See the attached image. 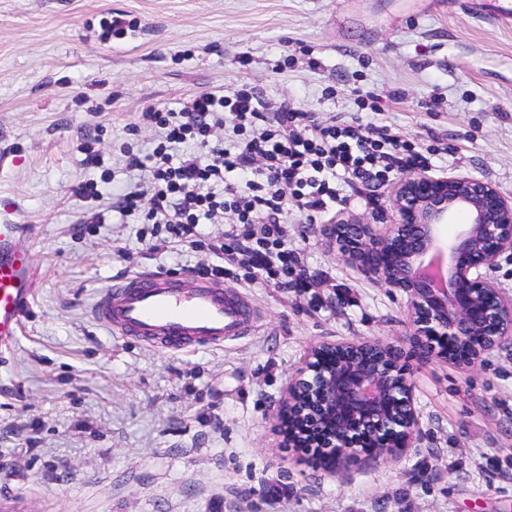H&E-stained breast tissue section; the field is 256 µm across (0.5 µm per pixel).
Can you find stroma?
<instances>
[{
	"instance_id": "stroma-1",
	"label": "stroma",
	"mask_w": 512,
	"mask_h": 512,
	"mask_svg": "<svg viewBox=\"0 0 512 512\" xmlns=\"http://www.w3.org/2000/svg\"><path fill=\"white\" fill-rule=\"evenodd\" d=\"M481 0H0V222L25 225L36 267L22 330L0 349V512H512V343L475 368L410 360L412 447L339 473L283 445L288 379L318 342L400 341L407 301L341 261L331 216L288 220L314 287L227 274L250 335L165 353L90 316L135 272L185 273L184 243L151 251L117 211L140 121L240 88L328 118L380 98L386 123L447 147L448 171L512 197V23ZM129 27L101 40L103 19ZM93 143L114 180L88 204ZM106 221L92 223L93 212Z\"/></svg>"
}]
</instances>
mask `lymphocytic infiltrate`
<instances>
[{
	"instance_id": "lymphocytic-infiltrate-1",
	"label": "lymphocytic infiltrate",
	"mask_w": 512,
	"mask_h": 512,
	"mask_svg": "<svg viewBox=\"0 0 512 512\" xmlns=\"http://www.w3.org/2000/svg\"><path fill=\"white\" fill-rule=\"evenodd\" d=\"M355 96L356 113L324 121L286 100L265 110L245 89L202 93L180 109L142 113L157 138L149 155L128 154L139 182L118 210L142 217L158 245L175 239L214 255V262L197 265L202 276L223 277L230 262L250 282L307 287L288 244L289 213L323 215L354 197L374 202L390 178L433 169L439 154L384 122L376 94L359 89ZM224 126L230 136L214 139V129ZM228 213L234 224L223 238L204 233V225Z\"/></svg>"
}]
</instances>
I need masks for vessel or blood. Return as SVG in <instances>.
<instances>
[{"label": "vessel or blood", "mask_w": 512, "mask_h": 512, "mask_svg": "<svg viewBox=\"0 0 512 512\" xmlns=\"http://www.w3.org/2000/svg\"><path fill=\"white\" fill-rule=\"evenodd\" d=\"M20 224H0V347L21 329L33 296L30 254ZM95 321L116 336L132 337L180 353L220 345L246 335L253 312L248 301L211 281L141 272L111 281L91 306Z\"/></svg>", "instance_id": "1"}]
</instances>
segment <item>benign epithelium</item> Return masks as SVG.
I'll return each mask as SVG.
<instances>
[{"label": "benign epithelium", "instance_id": "7a95c632", "mask_svg": "<svg viewBox=\"0 0 512 512\" xmlns=\"http://www.w3.org/2000/svg\"><path fill=\"white\" fill-rule=\"evenodd\" d=\"M388 203L384 231L343 220L327 225L326 235L344 261L405 296L407 342L418 358L473 367L512 340V299L487 275L498 258L512 255V198L461 173L413 170L398 175ZM457 213L467 222L448 241L441 260L448 287L440 288L421 271L433 262L440 226ZM402 355L401 346L379 341L310 347L279 411L284 445L325 449L334 471L361 451L393 459L411 447L419 413Z\"/></svg>", "mask_w": 512, "mask_h": 512}]
</instances>
